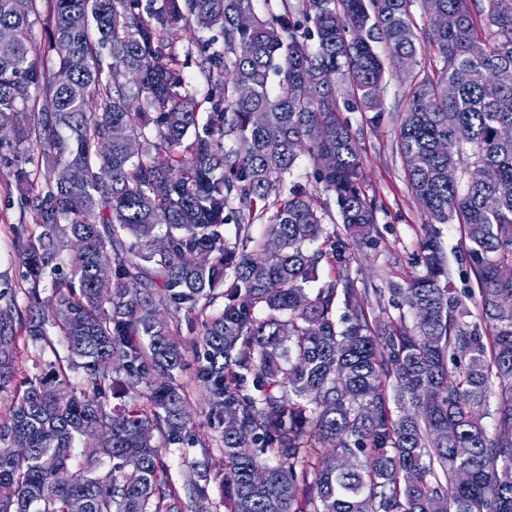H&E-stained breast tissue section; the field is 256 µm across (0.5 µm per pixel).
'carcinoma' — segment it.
Listing matches in <instances>:
<instances>
[{
    "label": "carcinoma",
    "mask_w": 512,
    "mask_h": 512,
    "mask_svg": "<svg viewBox=\"0 0 512 512\" xmlns=\"http://www.w3.org/2000/svg\"><path fill=\"white\" fill-rule=\"evenodd\" d=\"M15 2L0 0V127L13 128L0 161L16 186L40 189L21 197L34 227H12L26 304L0 289V392L20 339L52 359L0 417V512H198L162 456L196 438L172 323L205 311L220 283L227 303L194 348L211 412L236 421L223 437L230 512H431L438 500L512 512V137L500 136L512 128V0H429L454 20L432 29V75L416 70L413 0H280L277 13L255 0H48L51 69L31 37L36 0L26 12ZM176 29L224 37L198 45L201 99L171 49ZM397 59L410 88L398 147L430 221L424 273L389 288L410 326L372 323L350 282L308 289L322 262L347 261V240L374 241L340 112H379ZM33 89L50 105L18 123ZM3 149L24 150L33 169ZM304 151L341 233L325 231L314 196L271 194ZM465 166L462 190L448 170ZM455 218L486 336L450 288L436 225ZM495 386L505 400L491 438ZM390 387L407 406L396 417Z\"/></svg>",
    "instance_id": "1"
}]
</instances>
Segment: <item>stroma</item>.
Returning a JSON list of instances; mask_svg holds the SVG:
<instances>
[{"instance_id": "obj_1", "label": "stroma", "mask_w": 512, "mask_h": 512, "mask_svg": "<svg viewBox=\"0 0 512 512\" xmlns=\"http://www.w3.org/2000/svg\"><path fill=\"white\" fill-rule=\"evenodd\" d=\"M409 95L407 83L395 74H387L381 92L382 112L372 119L367 112H350L346 118L357 140L365 172V189L376 209L375 243L371 246L350 244L351 258L344 265H323L321 282L351 280L364 292L371 319L399 322L401 312L391 300V283H405L422 273L416 262L419 243L423 239L427 218L408 184L405 165L398 149L399 116ZM6 166L0 165V274L11 281L19 279V262L11 245L10 225L20 221V192L5 189ZM301 188L313 194L328 211L323 223L326 230L337 229L338 208L333 193L326 191L317 178L316 167L309 155H301L280 184V195ZM440 241L448 267L451 285L469 307V323L480 320L479 290L475 270L468 254L470 243L465 228L458 222L440 225ZM201 330L199 320L181 315L174 328L177 339L186 350L183 369L177 381L185 391L188 406L197 425L201 444L176 445L163 449L167 477L180 494H187L194 463L208 461L210 473L203 485L205 491L197 499L201 512H228L229 489L223 488L224 450L222 427L211 417L210 409L195 382L196 360L193 345Z\"/></svg>"}]
</instances>
